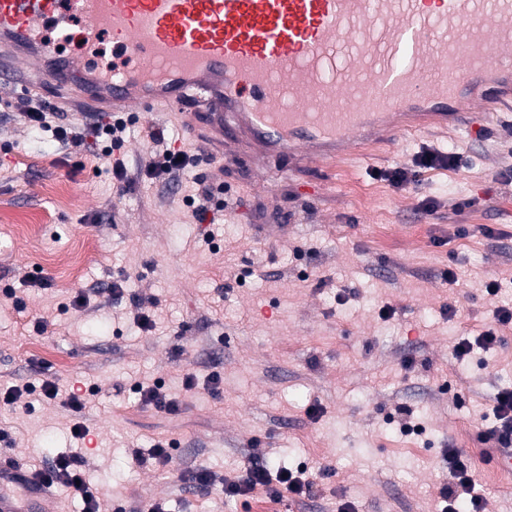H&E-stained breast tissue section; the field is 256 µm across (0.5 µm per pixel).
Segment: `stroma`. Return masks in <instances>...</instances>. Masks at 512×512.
Returning <instances> with one entry per match:
<instances>
[{
  "instance_id": "1",
  "label": "stroma",
  "mask_w": 512,
  "mask_h": 512,
  "mask_svg": "<svg viewBox=\"0 0 512 512\" xmlns=\"http://www.w3.org/2000/svg\"><path fill=\"white\" fill-rule=\"evenodd\" d=\"M20 93L0 86V290L26 303L0 300V385L23 391L0 407V467L82 455L88 486L117 512L147 498L167 512H337L345 501L356 512H441L455 448L485 512H512V475L496 472L486 436L495 394L512 387V325L493 349L452 356L512 306V105L476 131L432 125L331 164L282 157L258 169L233 152L212 163L163 112L123 113L124 141L107 157L74 102L60 120L83 141L62 143L14 113ZM151 128L196 158L177 181L144 177L157 159ZM427 150L456 166L403 188L376 178ZM53 185L76 205H61ZM202 186L212 196L201 222L185 199ZM80 292L89 301L72 308ZM144 313L155 331L139 328ZM48 374L93 387L92 407L45 399ZM157 382L178 413L139 403L136 385ZM406 411L422 433L401 432ZM79 420L93 447L73 438ZM158 441L171 446V468L138 464ZM270 458L317 472L316 497L272 502L258 489L228 500L178 477L205 468L234 480Z\"/></svg>"
}]
</instances>
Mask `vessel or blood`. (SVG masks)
Masks as SVG:
<instances>
[{"label":"vessel or blood","instance_id":"b4317fda","mask_svg":"<svg viewBox=\"0 0 512 512\" xmlns=\"http://www.w3.org/2000/svg\"><path fill=\"white\" fill-rule=\"evenodd\" d=\"M77 39L79 71L60 50ZM29 68L61 92L80 80L92 111H174L190 134L196 97L218 154L229 126L264 157L328 161L396 115L512 99V0H0V80ZM51 500L35 481L0 512Z\"/></svg>","mask_w":512,"mask_h":512}]
</instances>
